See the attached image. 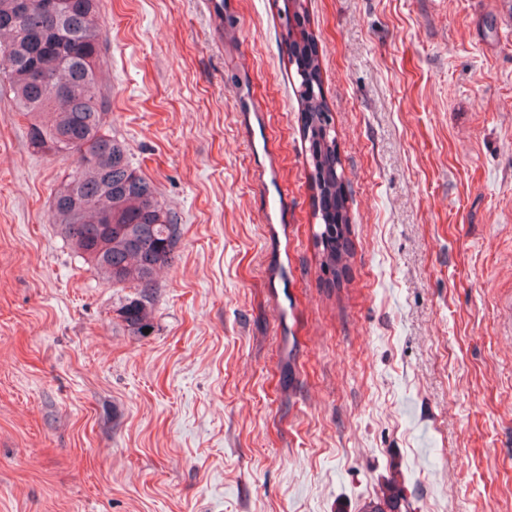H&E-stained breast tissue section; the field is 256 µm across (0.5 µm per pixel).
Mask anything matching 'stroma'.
<instances>
[{
	"instance_id": "stroma-1",
	"label": "stroma",
	"mask_w": 512,
	"mask_h": 512,
	"mask_svg": "<svg viewBox=\"0 0 512 512\" xmlns=\"http://www.w3.org/2000/svg\"><path fill=\"white\" fill-rule=\"evenodd\" d=\"M351 218L320 268L283 0H102L106 129L180 226L145 337L0 94V512H512V0H307ZM406 501L405 485L400 472L392 465L390 476L383 483L380 494L365 501L361 512H398Z\"/></svg>"
}]
</instances>
